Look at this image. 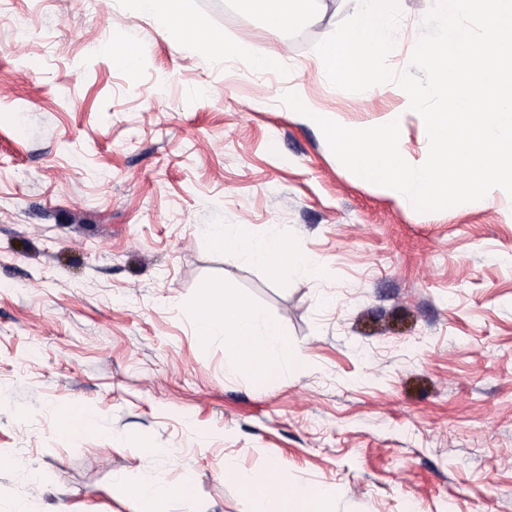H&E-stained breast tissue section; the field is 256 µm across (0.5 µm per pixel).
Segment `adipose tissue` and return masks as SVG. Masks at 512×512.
<instances>
[{"instance_id": "ef3b65f1", "label": "adipose tissue", "mask_w": 512, "mask_h": 512, "mask_svg": "<svg viewBox=\"0 0 512 512\" xmlns=\"http://www.w3.org/2000/svg\"><path fill=\"white\" fill-rule=\"evenodd\" d=\"M203 233L215 247H233L244 262L273 269L281 278L315 277L320 272L314 259L292 257L283 236L248 234L239 224H208ZM194 330L204 345L223 339L225 373L248 372L255 387H266L285 370L282 354L288 347L286 334L279 320L260 307L228 296L216 300L211 294H204L197 307ZM223 477L242 487L252 512H269V501L274 496L279 499L278 512H326L327 502L336 495L335 488L313 485H298L274 493L271 472L244 474L230 458L224 461ZM193 496L192 480L174 484L162 475L137 488L138 500L148 503L151 512H167L171 499L188 502Z\"/></svg>"}]
</instances>
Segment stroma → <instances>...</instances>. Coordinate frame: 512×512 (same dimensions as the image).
Returning a JSON list of instances; mask_svg holds the SVG:
<instances>
[{
    "label": "stroma",
    "instance_id": "obj_1",
    "mask_svg": "<svg viewBox=\"0 0 512 512\" xmlns=\"http://www.w3.org/2000/svg\"><path fill=\"white\" fill-rule=\"evenodd\" d=\"M399 8L397 71L430 5ZM351 13L309 0L283 33L186 0L183 23L249 44L228 65L136 0H0V512H132L151 470L196 485L170 512H250L228 457L338 488L327 512H512V196L412 211L282 103L303 82L341 125L396 119L402 156L426 160L396 83L349 92L318 65ZM206 224L285 235L320 273L277 278ZM212 283L280 320L288 370L265 389L200 346ZM74 405L98 430L60 431Z\"/></svg>",
    "mask_w": 512,
    "mask_h": 512
}]
</instances>
